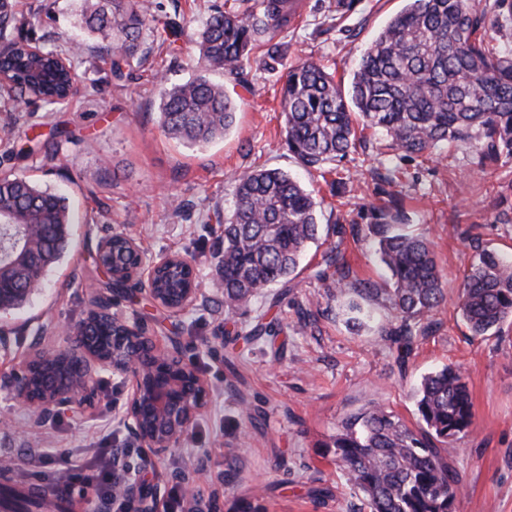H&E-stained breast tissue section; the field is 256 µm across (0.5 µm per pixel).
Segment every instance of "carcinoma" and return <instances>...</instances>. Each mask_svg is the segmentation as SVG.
Segmentation results:
<instances>
[{"instance_id":"carcinoma-1","label":"carcinoma","mask_w":512,"mask_h":512,"mask_svg":"<svg viewBox=\"0 0 512 512\" xmlns=\"http://www.w3.org/2000/svg\"><path fill=\"white\" fill-rule=\"evenodd\" d=\"M88 31L107 42L112 74L133 69L136 42L148 10L141 0H78ZM0 65L15 108L40 101L63 105L75 93L70 61L52 47L30 50L31 39L14 23L8 0H0ZM298 0H234L215 8L194 37L201 73L182 83L160 80L159 126L172 139L202 147L224 137L236 108L224 93L232 78L244 86L246 64L255 60L268 73H285L281 95L285 144L305 167L324 170L363 141L358 128H371L386 146L424 162L446 145L475 153L481 166L512 159V53L483 31L475 0H407L364 50L343 91L322 60L288 64L283 34L297 28ZM186 29L185 16L164 21L168 51ZM311 191L289 173L254 169L236 182L224 213V248L218 270L224 307L244 306L277 283H287L300 267L309 243L318 240L317 207ZM407 216L396 195L371 211L367 235L374 238L389 273L384 288H358L360 296L383 295L396 322L381 330L399 366L431 331L432 317L446 301L432 241L405 230ZM71 214L66 198L26 176L0 175V258L26 253L17 285L29 287V271L39 284L69 249ZM357 224H336L315 276L345 292L346 235L359 237ZM334 268L330 278L326 269ZM189 272L175 267L155 280L159 293L184 287ZM455 306L473 336H492L512 319V258L483 249L465 270ZM347 322L360 327L371 318L361 304L345 303ZM279 319L258 320L254 340L274 341ZM419 426L411 428L384 406L374 404L346 416L325 447L369 512H453L462 480L448 462V449L475 423L468 384L461 368L444 365L423 375L415 389Z\"/></svg>"}]
</instances>
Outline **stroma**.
Returning <instances> with one entry per match:
<instances>
[{
  "label": "stroma",
  "instance_id": "obj_1",
  "mask_svg": "<svg viewBox=\"0 0 512 512\" xmlns=\"http://www.w3.org/2000/svg\"><path fill=\"white\" fill-rule=\"evenodd\" d=\"M34 41L66 48L83 35L72 58L77 91L65 105L15 110L0 97V173L27 176L65 193L74 214L72 247L31 303L0 311V378L20 371L39 352L72 348L76 326L109 285L94 258L100 242L121 233L144 260L169 251L192 264L200 292L173 313L117 298L114 312L137 316L160 348H178L208 384V399L189 433L163 457L143 448L127 418L129 385L111 371L97 374L92 407L35 418L0 386V486L39 487L44 499L83 503L82 512H116V505L79 482L61 483L59 465L80 467L100 452L115 456V481L136 478L165 512L172 489L201 500L200 512H368L331 461L325 444L340 421L384 404L417 427L413 390L421 376L446 364L467 377L475 412L472 430L448 460L462 491L455 512H512V325L496 336H470L455 308L464 270L483 249L512 248V159L483 169L473 153L444 151L435 164L385 149L376 137L356 147L323 179L305 170L282 140L280 75L246 66L250 88L224 87L237 105L236 123L203 148L167 139L158 125L159 80L180 83L198 71L197 51L185 44L171 56L160 31L147 25L138 40L141 63L116 80L98 39L84 36L74 0H11ZM302 20L287 36L288 60L323 58L349 86L360 54L403 0H301ZM278 168L314 191L321 232L337 219L366 226L379 205L386 175L400 171L409 229L433 242L446 280L447 303L405 366L379 335L395 313L381 296L363 299L375 319L348 326L342 304L314 277L323 247H309L279 307L274 344L246 334L272 302L267 289L228 312L215 273L224 245V210L237 177L256 167ZM351 180L345 203L331 180ZM348 283L382 285L385 273L372 241L346 238L341 247Z\"/></svg>",
  "mask_w": 512,
  "mask_h": 512
}]
</instances>
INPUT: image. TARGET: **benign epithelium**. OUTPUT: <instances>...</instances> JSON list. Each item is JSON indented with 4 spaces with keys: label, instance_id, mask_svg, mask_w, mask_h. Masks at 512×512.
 I'll return each instance as SVG.
<instances>
[{
    "label": "benign epithelium",
    "instance_id": "1",
    "mask_svg": "<svg viewBox=\"0 0 512 512\" xmlns=\"http://www.w3.org/2000/svg\"><path fill=\"white\" fill-rule=\"evenodd\" d=\"M188 263L184 256L158 254L149 265L138 262L123 270L105 269L100 257L96 267L112 282L131 281L145 287L154 304L173 312L187 309L200 291L196 283L181 290L175 301H163L153 288L159 269ZM116 322L119 333L106 353L94 349L97 337L91 327ZM32 373L14 379L17 394L37 413L74 409L91 404L96 395L95 370L108 368L130 384L127 416L145 447L162 457L188 431L202 412L207 384L176 350L158 348L153 337L135 319L112 312V296H100L88 320L77 329L75 348L38 353L30 359ZM115 495L136 499L140 512H157L155 498L137 480L115 486Z\"/></svg>",
    "mask_w": 512,
    "mask_h": 512
}]
</instances>
